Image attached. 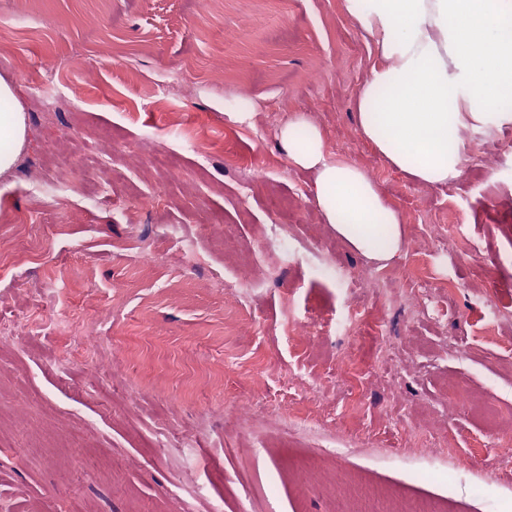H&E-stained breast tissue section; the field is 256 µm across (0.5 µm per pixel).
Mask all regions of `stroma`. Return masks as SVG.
Here are the masks:
<instances>
[{
	"instance_id": "obj_1",
	"label": "stroma",
	"mask_w": 512,
	"mask_h": 512,
	"mask_svg": "<svg viewBox=\"0 0 512 512\" xmlns=\"http://www.w3.org/2000/svg\"><path fill=\"white\" fill-rule=\"evenodd\" d=\"M373 60L341 0H0V79L26 116L0 177V330H37L0 348V512H332L338 474L512 512L496 449L512 445V122L465 132L459 178L414 182L361 136ZM65 63L74 108L48 122L31 79ZM299 114L400 210L386 267L325 224L315 172L289 162ZM52 150L80 167L55 175ZM54 177L47 239L23 218ZM272 192L293 207L278 253ZM242 279L247 298L225 293ZM356 307L382 335L336 328ZM23 440L44 447L20 460Z\"/></svg>"
}]
</instances>
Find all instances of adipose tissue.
Listing matches in <instances>:
<instances>
[{"label": "adipose tissue", "mask_w": 512, "mask_h": 512, "mask_svg": "<svg viewBox=\"0 0 512 512\" xmlns=\"http://www.w3.org/2000/svg\"><path fill=\"white\" fill-rule=\"evenodd\" d=\"M376 53L357 100L363 138L396 171L429 186L457 178L464 133L488 115L512 122V0H342ZM26 117L0 79V175L24 147ZM291 163L316 173V199L337 235L386 265L403 219L359 165L333 157L320 129L297 116L281 131Z\"/></svg>", "instance_id": "obj_1"}]
</instances>
